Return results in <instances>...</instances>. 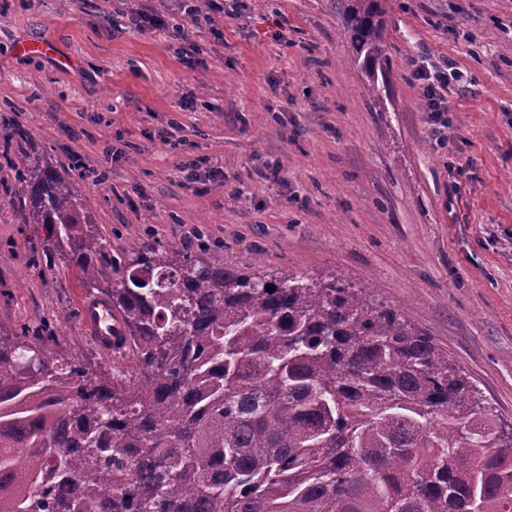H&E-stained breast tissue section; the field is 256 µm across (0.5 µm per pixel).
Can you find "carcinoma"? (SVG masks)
<instances>
[{
  "mask_svg": "<svg viewBox=\"0 0 512 512\" xmlns=\"http://www.w3.org/2000/svg\"><path fill=\"white\" fill-rule=\"evenodd\" d=\"M386 3L334 0L377 101ZM17 168L24 223L112 307L131 366L91 372L47 326L0 336V512H512V427L406 313L333 275L114 252L63 166L31 145Z\"/></svg>",
  "mask_w": 512,
  "mask_h": 512,
  "instance_id": "cac0c4a2",
  "label": "carcinoma"
}]
</instances>
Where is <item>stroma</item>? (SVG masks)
Here are the masks:
<instances>
[{
	"mask_svg": "<svg viewBox=\"0 0 512 512\" xmlns=\"http://www.w3.org/2000/svg\"><path fill=\"white\" fill-rule=\"evenodd\" d=\"M218 2L0 0V333L54 326L68 357L112 371L76 271L32 252L9 165L25 137L71 169L113 250L336 275L406 312L511 426L512 0H388L379 101L330 0ZM190 7L201 66L129 21ZM421 58L463 73L441 134Z\"/></svg>",
	"mask_w": 512,
	"mask_h": 512,
	"instance_id": "obj_1",
	"label": "stroma"
}]
</instances>
